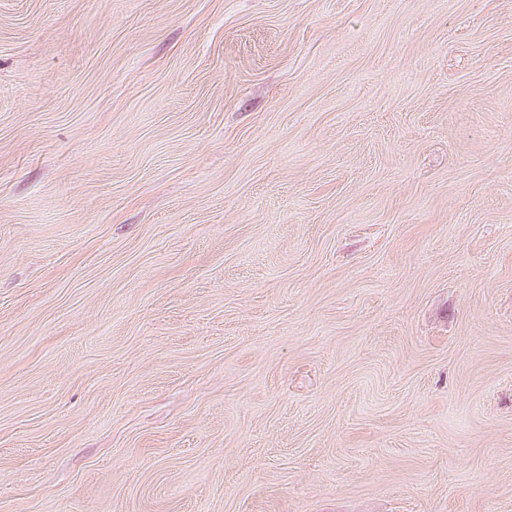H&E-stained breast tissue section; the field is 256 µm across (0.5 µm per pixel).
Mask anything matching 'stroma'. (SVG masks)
<instances>
[{"mask_svg": "<svg viewBox=\"0 0 512 512\" xmlns=\"http://www.w3.org/2000/svg\"><path fill=\"white\" fill-rule=\"evenodd\" d=\"M0 512H512V0H0Z\"/></svg>", "mask_w": 512, "mask_h": 512, "instance_id": "stroma-1", "label": "stroma"}]
</instances>
